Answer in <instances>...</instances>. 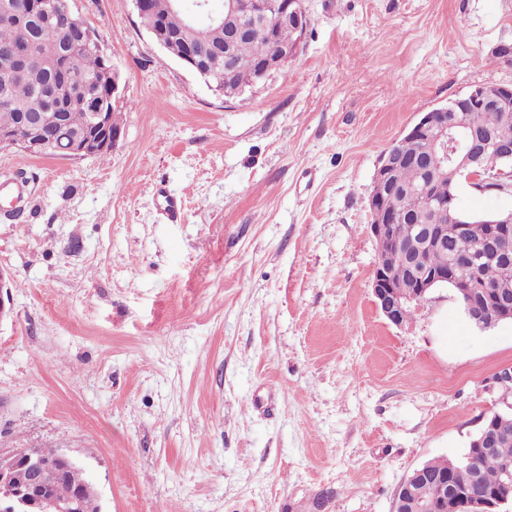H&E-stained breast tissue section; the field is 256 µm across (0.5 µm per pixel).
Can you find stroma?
Instances as JSON below:
<instances>
[{
  "label": "stroma",
  "instance_id": "35a3bbf8",
  "mask_svg": "<svg viewBox=\"0 0 512 512\" xmlns=\"http://www.w3.org/2000/svg\"><path fill=\"white\" fill-rule=\"evenodd\" d=\"M288 63L234 98L160 48L132 0H71L119 74L106 158L0 150V452L69 454L101 512H392L505 392L512 322L448 288L390 324L369 198L420 117L512 83V0H303ZM180 198L170 221L153 184ZM466 213L512 194L460 183Z\"/></svg>",
  "mask_w": 512,
  "mask_h": 512
}]
</instances>
